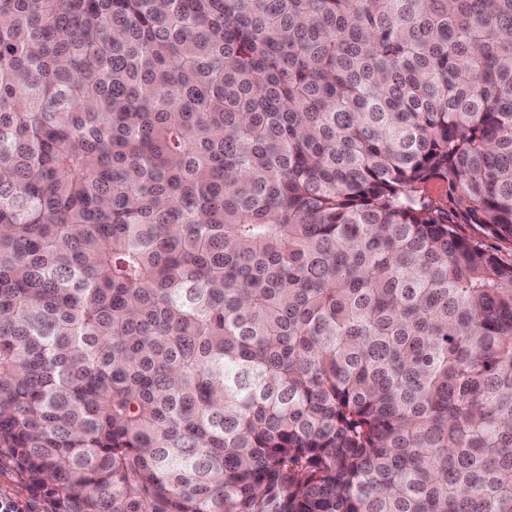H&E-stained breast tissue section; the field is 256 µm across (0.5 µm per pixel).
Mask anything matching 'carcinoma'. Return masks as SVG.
I'll return each instance as SVG.
<instances>
[{
    "label": "carcinoma",
    "instance_id": "1",
    "mask_svg": "<svg viewBox=\"0 0 512 512\" xmlns=\"http://www.w3.org/2000/svg\"><path fill=\"white\" fill-rule=\"evenodd\" d=\"M459 224L512 243V0H0V462L512 512V261Z\"/></svg>",
    "mask_w": 512,
    "mask_h": 512
}]
</instances>
